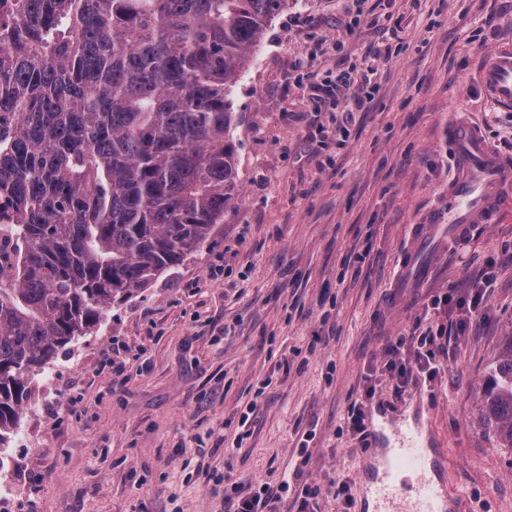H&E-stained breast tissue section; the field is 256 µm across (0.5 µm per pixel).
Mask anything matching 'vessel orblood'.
Here are the masks:
<instances>
[{
  "label": "vessel or blood",
  "mask_w": 512,
  "mask_h": 512,
  "mask_svg": "<svg viewBox=\"0 0 512 512\" xmlns=\"http://www.w3.org/2000/svg\"><path fill=\"white\" fill-rule=\"evenodd\" d=\"M478 79L500 108L512 111V49L498 50ZM448 151L453 176L438 205L412 228L401 264V287L431 278L436 245L453 242L472 225L494 223L512 205V152L492 149L477 127L457 120L448 124ZM369 433L371 450L360 480L377 503L390 505L391 512H457L458 502L443 484L422 477L442 462L432 449V436L406 422L388 430L375 424ZM411 476L416 484H408Z\"/></svg>",
  "instance_id": "vessel-or-blood-1"
}]
</instances>
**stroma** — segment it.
Wrapping results in <instances>:
<instances>
[{
  "label": "stroma",
  "instance_id": "35a3bbf8",
  "mask_svg": "<svg viewBox=\"0 0 512 512\" xmlns=\"http://www.w3.org/2000/svg\"><path fill=\"white\" fill-rule=\"evenodd\" d=\"M512 47V0H288L234 89L237 199L184 264L113 305L32 387L0 477L7 512H226L224 480L279 482L309 441L318 512L329 476L354 480L365 444L338 427L365 383L398 423L419 420L446 457L461 512H512V448L481 423V388L512 336V209L446 247L431 279L397 287L411 224L448 183V122L496 149L512 112L477 71ZM371 79L362 108L320 104L344 72ZM492 276L483 311L449 337L434 381L404 392L382 367L390 337L429 299ZM248 424H241V417Z\"/></svg>",
  "mask_w": 512,
  "mask_h": 512
}]
</instances>
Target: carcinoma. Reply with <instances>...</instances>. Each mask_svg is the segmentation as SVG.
<instances>
[{
	"mask_svg": "<svg viewBox=\"0 0 512 512\" xmlns=\"http://www.w3.org/2000/svg\"><path fill=\"white\" fill-rule=\"evenodd\" d=\"M287 0H0V445L31 384L236 198L232 93ZM512 448V338L482 389Z\"/></svg>",
	"mask_w": 512,
	"mask_h": 512,
	"instance_id": "carcinoma-1",
	"label": "carcinoma"
}]
</instances>
